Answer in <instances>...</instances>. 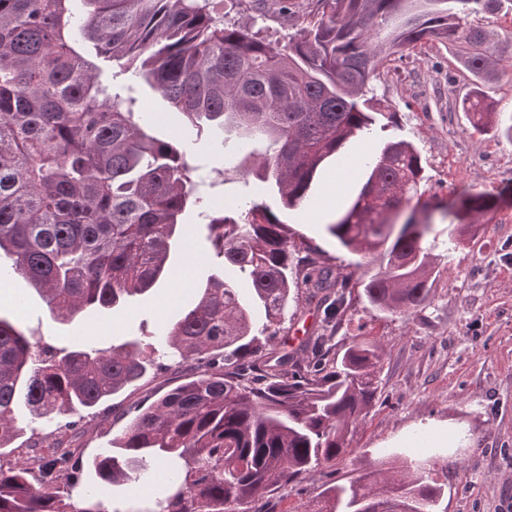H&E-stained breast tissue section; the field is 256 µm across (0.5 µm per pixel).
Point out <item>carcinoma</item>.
<instances>
[{
  "instance_id": "cac0c4a2",
  "label": "carcinoma",
  "mask_w": 512,
  "mask_h": 512,
  "mask_svg": "<svg viewBox=\"0 0 512 512\" xmlns=\"http://www.w3.org/2000/svg\"><path fill=\"white\" fill-rule=\"evenodd\" d=\"M281 48L246 26L226 25L220 0H0V259L63 316L117 309L173 273L182 216L200 210L220 266L157 339L153 352L187 367L185 381L127 424L90 463L96 481L79 505L54 483L83 467L68 450L39 472L0 465V512H107L103 487L128 489L158 469L164 493L112 512H259L278 489L347 452L346 437L378 391L382 354L356 338L342 356L331 336H310L303 365L278 337L294 293L341 320L350 303L333 272L300 249L285 224L253 198L227 214L209 206L187 149L146 131L136 99L99 80L80 51L119 63L207 139L235 133L264 144L237 169L300 208L323 162L394 110L372 81L394 57L438 42L462 48L477 80L498 78L496 33L462 24L448 0H317ZM493 11L499 0H455ZM468 114L483 132L498 123L481 96ZM368 178L327 232L362 256L363 294L379 314L408 319L431 301L426 223L393 230L390 211L420 195L422 158L386 142ZM249 285V295L237 277ZM138 341L58 348L0 318V452L37 419L77 415L141 379ZM437 461L400 474L365 472L327 488L305 512H442Z\"/></svg>"
}]
</instances>
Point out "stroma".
<instances>
[{
	"mask_svg": "<svg viewBox=\"0 0 512 512\" xmlns=\"http://www.w3.org/2000/svg\"><path fill=\"white\" fill-rule=\"evenodd\" d=\"M317 9V0H224V20L262 31L280 47ZM465 21L498 33L503 58L498 79L477 85L454 49L436 42L406 51L374 83L376 94L397 112L393 126L375 125L372 136L350 139L341 154L329 158L303 210H282L270 189L260 190V200L290 225L295 241L315 248L350 295L348 314L336 326L337 347L359 336L374 340L382 350L378 397L349 433L348 455L276 491L267 512H302L325 488L349 484L371 469L400 466L410 455L439 458L445 484L442 512H512V203L475 216L452 256L436 259L432 302L407 320L370 308L357 255L342 249L326 231L357 195L364 181L363 157L392 138L412 141L420 151L426 196L455 205L462 194L496 195L512 186V139L478 133L462 108L478 88L502 121L512 120V0ZM136 95L155 137L193 145L195 159L224 171V180L212 189L214 206L237 207L243 186L234 167L246 147L232 138L223 149H214L190 125L175 122L149 88L138 87ZM200 249L189 235L173 258L174 271L188 274L186 285L163 284L132 305L91 318L59 319L27 280L16 275L0 279V317L22 319L56 346L118 345L135 337L150 342L213 273L209 261H190V253ZM183 378L177 366L149 370L104 403L73 417L71 426L53 422L42 430L58 433L83 459L93 458L122 431L135 407Z\"/></svg>",
	"mask_w": 512,
	"mask_h": 512,
	"instance_id": "obj_1",
	"label": "stroma"
}]
</instances>
